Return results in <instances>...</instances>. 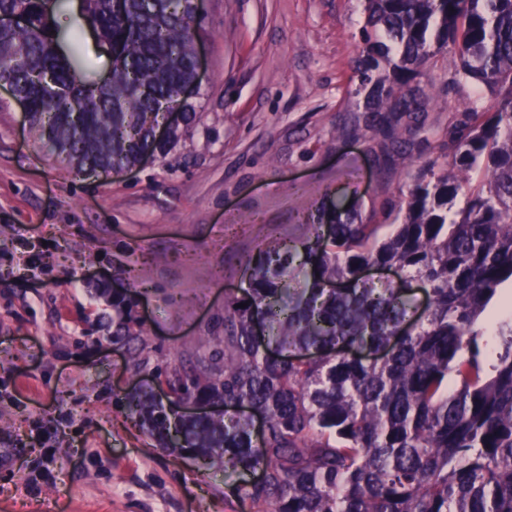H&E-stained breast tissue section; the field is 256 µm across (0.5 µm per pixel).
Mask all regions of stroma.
<instances>
[{"label": "stroma", "instance_id": "35a3bbf8", "mask_svg": "<svg viewBox=\"0 0 512 512\" xmlns=\"http://www.w3.org/2000/svg\"><path fill=\"white\" fill-rule=\"evenodd\" d=\"M199 23L200 122L133 170L75 174L0 98V512H249L237 474L160 448L122 394L222 335L259 249L328 196L368 219L407 191L410 157L382 167L343 134L363 0H202ZM455 62L425 71L437 130ZM102 288L134 299L149 369L113 343Z\"/></svg>", "mask_w": 512, "mask_h": 512}]
</instances>
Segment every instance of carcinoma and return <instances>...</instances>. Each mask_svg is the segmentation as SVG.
<instances>
[{
    "label": "carcinoma",
    "instance_id": "obj_1",
    "mask_svg": "<svg viewBox=\"0 0 512 512\" xmlns=\"http://www.w3.org/2000/svg\"><path fill=\"white\" fill-rule=\"evenodd\" d=\"M0 0V78L29 108L34 138L79 174H105L170 153L196 125L153 137L194 74L203 29L192 0ZM355 111L345 131L379 136L381 156L429 145L421 70L453 48L448 87L473 88L448 122L444 153L410 176L400 222L365 223L345 198L309 216L310 232L259 251L248 306L224 304V335L193 360L154 369L177 400L224 402L183 417L137 390L124 394L162 448L224 471L250 512H512V319L489 359L483 315L512 281V0H365ZM93 33L88 44L84 28ZM394 269L396 282L362 277ZM417 281L426 311L407 295ZM112 341L148 366L144 324L112 291ZM263 333L254 334V323ZM265 420L262 440L232 416Z\"/></svg>",
    "mask_w": 512,
    "mask_h": 512
}]
</instances>
